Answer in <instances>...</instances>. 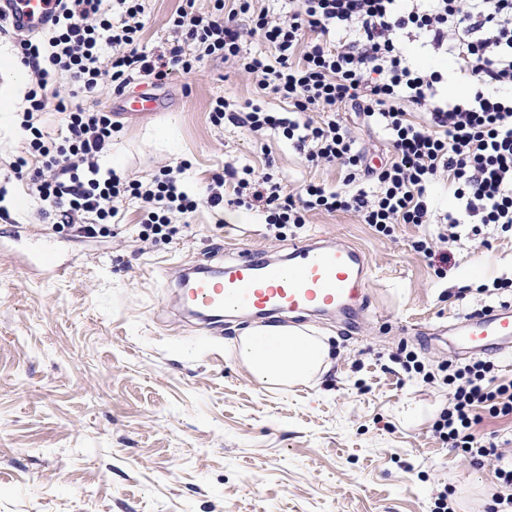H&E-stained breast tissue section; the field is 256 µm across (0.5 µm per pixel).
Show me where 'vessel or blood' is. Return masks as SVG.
Wrapping results in <instances>:
<instances>
[{
    "label": "vessel or blood",
    "mask_w": 512,
    "mask_h": 512,
    "mask_svg": "<svg viewBox=\"0 0 512 512\" xmlns=\"http://www.w3.org/2000/svg\"><path fill=\"white\" fill-rule=\"evenodd\" d=\"M6 3L13 26L24 31L45 27L54 7V0ZM364 277L360 250L319 239L294 248L278 261L243 250L216 272H184L178 286L183 307L210 319L226 314L300 315L328 310L348 319L357 311V288ZM450 332L460 352L498 350L512 342V310H491L453 325Z\"/></svg>",
    "instance_id": "1"
}]
</instances>
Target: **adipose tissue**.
<instances>
[{"mask_svg": "<svg viewBox=\"0 0 512 512\" xmlns=\"http://www.w3.org/2000/svg\"><path fill=\"white\" fill-rule=\"evenodd\" d=\"M28 69L17 56L0 55V128L13 127L26 90ZM265 387L307 383L331 365L329 345L297 327L257 326L229 349Z\"/></svg>", "mask_w": 512, "mask_h": 512, "instance_id": "adipose-tissue-1", "label": "adipose tissue"}]
</instances>
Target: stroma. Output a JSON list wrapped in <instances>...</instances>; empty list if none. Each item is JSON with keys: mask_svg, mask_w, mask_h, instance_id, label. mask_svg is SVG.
<instances>
[{"mask_svg": "<svg viewBox=\"0 0 512 512\" xmlns=\"http://www.w3.org/2000/svg\"><path fill=\"white\" fill-rule=\"evenodd\" d=\"M179 0H145L141 44L159 53ZM161 96L159 112L125 113L119 94L99 106L119 126L105 166L151 179L185 165L183 180L206 191L225 164L263 167L269 145L290 190L338 185L336 167H314L281 136L256 141L215 124L212 100L254 99L251 79L222 60L129 93ZM0 220V512H431L451 491L457 512H487L512 493L492 463L452 456L432 431L448 394L402 366L415 353L438 374L454 359L438 333L512 305L466 293L464 272L482 280L512 273V235L489 247L461 238L445 276L413 251L429 224L396 225L376 237L351 212H312L306 224L270 235L259 209L202 208L172 241L140 232L136 205L123 208L119 237L44 231L34 200L8 184ZM360 247L367 278L355 330L336 315L307 321L326 339L332 365L303 386L268 389L228 352L257 322L241 316L211 328L181 308L177 280L194 264L220 266L244 248L283 258L310 238ZM51 247L66 271L46 278L22 260Z\"/></svg>", "mask_w": 512, "mask_h": 512, "instance_id": "obj_1", "label": "stroma"}]
</instances>
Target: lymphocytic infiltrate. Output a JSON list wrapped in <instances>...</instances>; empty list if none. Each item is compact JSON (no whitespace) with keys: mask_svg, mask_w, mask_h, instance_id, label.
<instances>
[{"mask_svg":"<svg viewBox=\"0 0 512 512\" xmlns=\"http://www.w3.org/2000/svg\"><path fill=\"white\" fill-rule=\"evenodd\" d=\"M213 2L201 12L196 0H181L169 19L173 41L155 56L140 47L142 0H55L51 22L20 40L31 83L20 122L25 153L11 171L39 200V219L93 237L111 232L120 202L135 199L143 238L167 240L178 221L227 201L190 192L177 168L163 167L148 182L102 169L115 126L95 106L104 89L120 93L137 78L162 81L220 58L288 109L219 97L210 105L214 121L257 136L275 132L309 165L343 173L342 188L311 182L294 194L273 173L225 166L229 201L261 206L275 236L314 211L354 212L384 237L398 224H432L435 233L412 248L444 264L437 243L460 240L463 230L512 232V0H299L283 17L256 8V0ZM255 36L272 56L245 49ZM410 42L448 57L451 72L415 65L405 51ZM452 75L471 80L466 97L444 94ZM60 77L63 89L50 90ZM346 107L385 134L391 153L380 166L367 164L340 120ZM440 179L456 200L441 215L430 194ZM442 383L448 403L432 424L435 435L450 452L495 464L511 486L512 456L473 426L484 412L512 415V381L498 380L493 362L474 359L448 364Z\"/></svg>","mask_w":512,"mask_h":512,"instance_id":"1","label":"lymphocytic infiltrate"}]
</instances>
